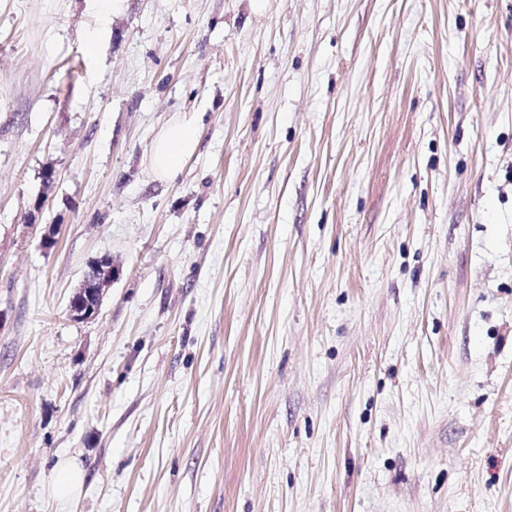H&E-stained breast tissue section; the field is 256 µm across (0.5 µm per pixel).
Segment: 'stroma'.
<instances>
[{
    "label": "stroma",
    "mask_w": 512,
    "mask_h": 512,
    "mask_svg": "<svg viewBox=\"0 0 512 512\" xmlns=\"http://www.w3.org/2000/svg\"><path fill=\"white\" fill-rule=\"evenodd\" d=\"M0 512H512V0H0ZM196 128L187 122H173L163 128L155 138L150 155L152 170L163 178L171 179L180 171L184 161L196 150ZM120 271V266L108 255L93 261L70 296V317L76 321L93 319L99 311L105 290L119 277ZM80 471L72 464L61 468L56 479L57 493L62 498H67L78 488L80 482Z\"/></svg>",
    "instance_id": "obj_1"
}]
</instances>
